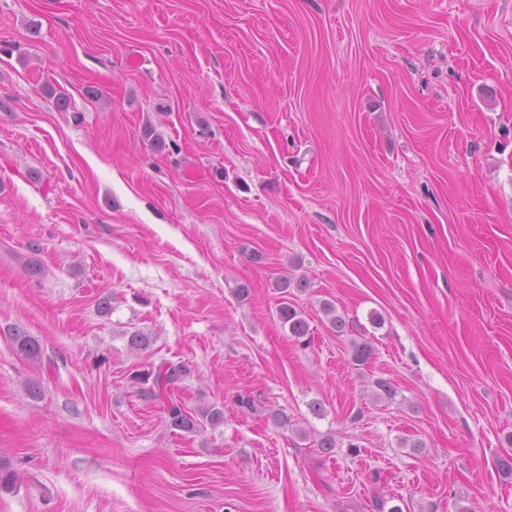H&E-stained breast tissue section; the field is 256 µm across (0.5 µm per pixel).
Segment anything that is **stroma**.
I'll return each mask as SVG.
<instances>
[{
    "label": "stroma",
    "instance_id": "obj_1",
    "mask_svg": "<svg viewBox=\"0 0 512 512\" xmlns=\"http://www.w3.org/2000/svg\"><path fill=\"white\" fill-rule=\"evenodd\" d=\"M509 453L512 0H0V512H512ZM308 287V282L304 278H294L283 276L275 281L274 288L280 293V299L277 304L276 313L279 322L283 327L288 325L291 336L297 339L303 338L309 334L310 328L302 312L294 305L290 288H296L297 291H304ZM13 332L11 339L20 355L30 360L41 359L42 349L38 339L26 334L23 330L15 329ZM191 369L185 363L162 362L156 367L135 375V379L149 387L143 392L154 400H162L166 405L167 424L171 429L185 433H195L202 421L217 426L224 421V407L212 404L199 409L194 414L174 397V390Z\"/></svg>",
    "mask_w": 512,
    "mask_h": 512
}]
</instances>
